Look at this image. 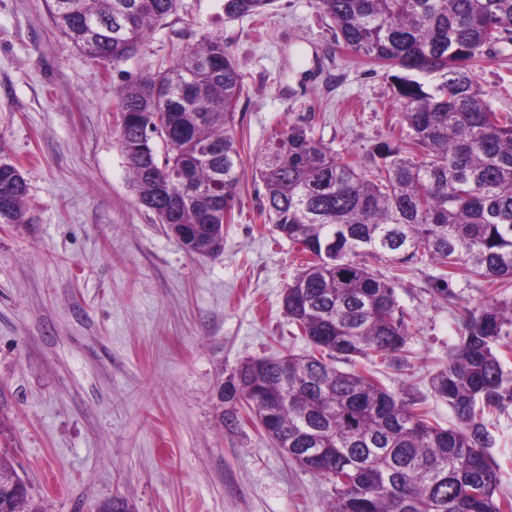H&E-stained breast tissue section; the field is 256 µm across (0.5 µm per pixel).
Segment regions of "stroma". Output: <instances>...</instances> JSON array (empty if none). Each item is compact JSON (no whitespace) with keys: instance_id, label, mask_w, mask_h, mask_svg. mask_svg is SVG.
<instances>
[{"instance_id":"obj_1","label":"stroma","mask_w":512,"mask_h":512,"mask_svg":"<svg viewBox=\"0 0 512 512\" xmlns=\"http://www.w3.org/2000/svg\"><path fill=\"white\" fill-rule=\"evenodd\" d=\"M224 0H180L177 14L116 64L81 54L45 0H0V163L23 172L28 224L0 223V450L45 512H96L120 496L131 512H327L332 486L276 448L259 425L226 432L217 387L249 358L303 353L282 308L303 253L261 213L253 160L288 124L346 161L408 129L387 67L354 57L316 0H276L228 20ZM219 35L243 77L236 114L244 160L224 248L189 254L137 203L112 131L125 85L168 64L193 34ZM476 75L512 112V58ZM398 276L411 339L390 389L410 387L442 426L452 411L430 378L459 342L465 310L512 287L456 278L445 301L429 258ZM490 457L512 495V403Z\"/></svg>"}]
</instances>
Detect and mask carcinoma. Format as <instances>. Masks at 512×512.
<instances>
[{"label": "carcinoma", "mask_w": 512, "mask_h": 512, "mask_svg": "<svg viewBox=\"0 0 512 512\" xmlns=\"http://www.w3.org/2000/svg\"><path fill=\"white\" fill-rule=\"evenodd\" d=\"M275 0H224V17L264 14ZM56 28L88 58L118 63L174 14L177 0H46ZM336 39L360 60L393 66L410 130L381 142L360 169L290 125L257 162L274 230L312 255L288 283L283 307L310 350L249 359L219 386L224 427L246 421L299 467L332 484V512H512L487 449L489 426L512 403L501 355L512 349V300L468 311L460 341L430 379L456 425L424 400L389 390L376 371L410 339L397 294L362 257L400 270L418 253L438 265L433 292L454 297L456 276L512 281V113L492 108L471 67L512 46V0H318ZM124 20L128 34L115 35ZM245 85L224 42L207 32L163 69L125 87L114 129L138 202L185 249L223 251L243 160L235 136ZM27 182L0 164V223L29 224ZM246 402L242 417L237 404ZM0 512H39L28 486L0 488Z\"/></svg>", "instance_id": "obj_1"}]
</instances>
